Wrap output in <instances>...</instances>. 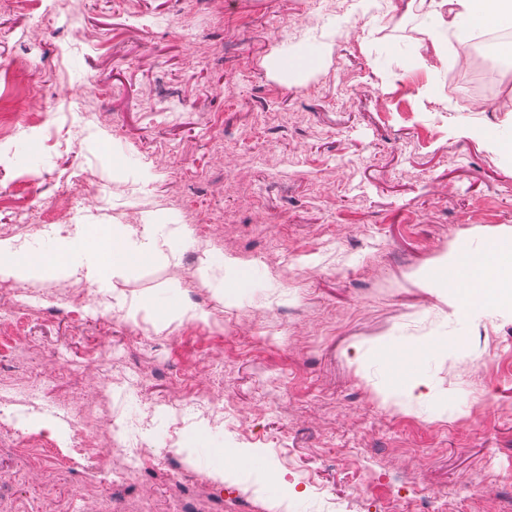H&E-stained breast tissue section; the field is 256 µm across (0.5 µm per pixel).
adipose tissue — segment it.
<instances>
[{
	"label": "adipose tissue",
	"mask_w": 512,
	"mask_h": 512,
	"mask_svg": "<svg viewBox=\"0 0 512 512\" xmlns=\"http://www.w3.org/2000/svg\"><path fill=\"white\" fill-rule=\"evenodd\" d=\"M448 11L449 30H492L512 27V0H443ZM102 236L97 228H87L76 244L53 254L32 252L17 256L0 251L7 271H35L71 266L95 257L101 250ZM430 285L439 287L443 302L452 316L481 317L512 311V241L473 243L464 239L427 274ZM437 348L431 341L406 342L404 347L387 346L388 374L393 388L403 390L420 402L431 400L418 366Z\"/></svg>",
	"instance_id": "adipose-tissue-1"
}]
</instances>
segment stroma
Segmentation results:
<instances>
[{"mask_svg": "<svg viewBox=\"0 0 512 512\" xmlns=\"http://www.w3.org/2000/svg\"><path fill=\"white\" fill-rule=\"evenodd\" d=\"M63 34L38 0L0 11V225L68 211L24 244L100 226L148 255L120 277L7 273L0 389L31 377L45 406L0 429L30 465L0 512H102L113 476L75 454L55 405L114 422L151 416L149 476L126 512H512V315L459 320L423 279L461 237H512V70L490 109L458 96L467 71L434 0H69ZM443 46L431 54L432 43ZM318 64L285 86L275 61ZM88 175L96 194L74 188ZM199 252L196 266L186 265ZM252 271L237 287L228 261ZM111 293V315L46 310L73 278ZM43 297L23 295L28 283ZM182 312L160 314L169 303ZM447 339L419 368L435 396L384 401L378 349ZM224 402V422L197 407ZM177 399L178 408L166 406ZM208 448L191 446L192 437ZM260 456L219 470L209 448ZM179 472L180 483L170 475Z\"/></svg>", "mask_w": 512, "mask_h": 512, "instance_id": "obj_1", "label": "stroma"}]
</instances>
